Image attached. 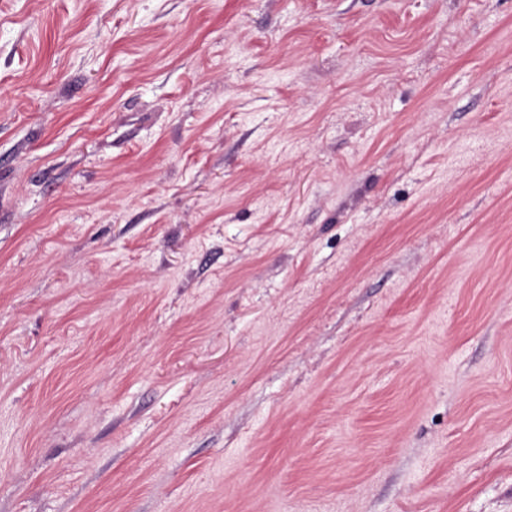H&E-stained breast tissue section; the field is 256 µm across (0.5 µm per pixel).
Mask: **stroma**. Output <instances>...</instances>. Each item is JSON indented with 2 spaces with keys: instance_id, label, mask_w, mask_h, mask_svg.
Masks as SVG:
<instances>
[{
  "instance_id": "stroma-1",
  "label": "stroma",
  "mask_w": 512,
  "mask_h": 512,
  "mask_svg": "<svg viewBox=\"0 0 512 512\" xmlns=\"http://www.w3.org/2000/svg\"><path fill=\"white\" fill-rule=\"evenodd\" d=\"M0 512H512V0H0Z\"/></svg>"
}]
</instances>
